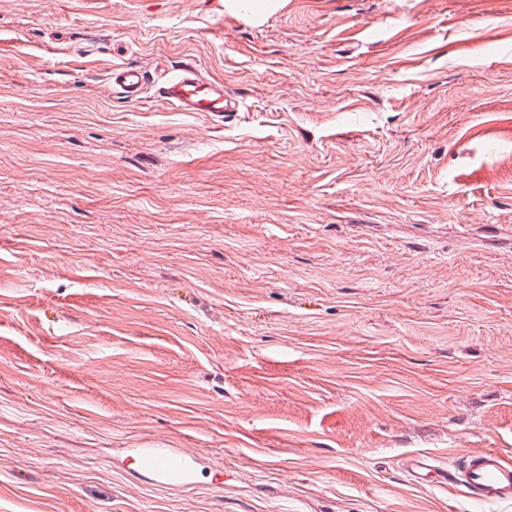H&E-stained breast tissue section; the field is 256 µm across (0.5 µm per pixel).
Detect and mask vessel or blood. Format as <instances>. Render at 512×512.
<instances>
[{"label": "vessel or blood", "mask_w": 512, "mask_h": 512, "mask_svg": "<svg viewBox=\"0 0 512 512\" xmlns=\"http://www.w3.org/2000/svg\"><path fill=\"white\" fill-rule=\"evenodd\" d=\"M110 80L124 99L136 101L147 75L132 66L116 65ZM156 96L181 112H210L232 119L244 108L243 101L227 92L223 82L206 77L191 62L174 68L158 85ZM196 462V455L183 448H139L131 458L136 473L149 474L160 485L187 480L193 475ZM407 474L417 482L429 480L439 486H462L467 497L478 503L512 502V460L494 449L467 454L457 468L435 464L432 458L419 455L409 460Z\"/></svg>", "instance_id": "1"}]
</instances>
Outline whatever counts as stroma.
<instances>
[{"label": "stroma", "mask_w": 512, "mask_h": 512, "mask_svg": "<svg viewBox=\"0 0 512 512\" xmlns=\"http://www.w3.org/2000/svg\"><path fill=\"white\" fill-rule=\"evenodd\" d=\"M186 58L238 120L109 80ZM484 448L512 0H0V512H512L404 470ZM109 77L112 88L124 99L139 101L141 91L147 81L145 72L128 65H115L112 67ZM196 462L197 456L183 448H137L130 464L136 473L150 474L157 484L167 485L190 478Z\"/></svg>", "instance_id": "1"}]
</instances>
